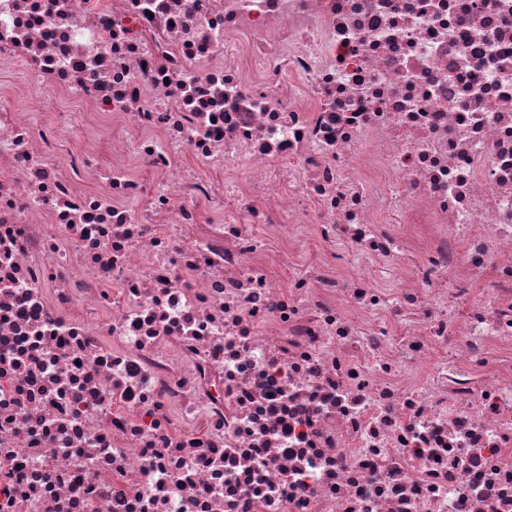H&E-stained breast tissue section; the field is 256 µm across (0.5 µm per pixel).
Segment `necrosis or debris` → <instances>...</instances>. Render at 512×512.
I'll return each instance as SVG.
<instances>
[{
    "mask_svg": "<svg viewBox=\"0 0 512 512\" xmlns=\"http://www.w3.org/2000/svg\"><path fill=\"white\" fill-rule=\"evenodd\" d=\"M0 512H512V0H0Z\"/></svg>",
    "mask_w": 512,
    "mask_h": 512,
    "instance_id": "4bbe7bcc",
    "label": "necrosis or debris"
}]
</instances>
